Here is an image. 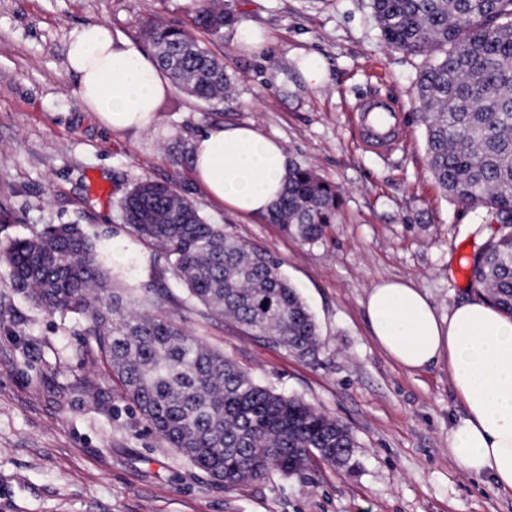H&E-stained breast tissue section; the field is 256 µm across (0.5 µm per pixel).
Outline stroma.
Segmentation results:
<instances>
[{
	"mask_svg": "<svg viewBox=\"0 0 512 512\" xmlns=\"http://www.w3.org/2000/svg\"><path fill=\"white\" fill-rule=\"evenodd\" d=\"M232 2L268 40L247 50L238 25L225 28L213 50L229 94L207 105L170 89L156 130L134 135L82 105L68 43L105 20L148 49L147 22L188 24L189 0H0V246L81 225L111 247L115 287L167 290L165 308L189 334L346 424L352 459L339 469L315 457L301 474L225 488L150 431L82 319L35 308L0 266V512H512L511 495L464 473L449 450L465 408L447 365L402 368L367 319V293L385 281L411 283L441 316L475 297L465 269L489 234L482 213L454 203L427 168L418 59L383 43L366 0ZM313 55L319 87L302 75ZM374 99L394 103L403 123L384 152L366 148L357 118ZM223 124L253 126L337 187L321 241L240 216L196 181L192 142ZM145 179L176 185L209 222L279 261L319 325L317 360L205 316L169 259L122 220L117 200Z\"/></svg>",
	"mask_w": 512,
	"mask_h": 512,
	"instance_id": "obj_1",
	"label": "stroma"
}]
</instances>
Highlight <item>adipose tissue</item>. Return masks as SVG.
Wrapping results in <instances>:
<instances>
[{"label":"adipose tissue","mask_w":512,"mask_h":512,"mask_svg":"<svg viewBox=\"0 0 512 512\" xmlns=\"http://www.w3.org/2000/svg\"><path fill=\"white\" fill-rule=\"evenodd\" d=\"M77 94L116 133L154 129L169 83L151 55L107 23L76 30L68 45ZM196 179L216 200L246 216L267 213L282 190L287 156L276 140L247 125L217 126L192 144ZM366 311L381 349L409 371L447 363L466 414L450 432L464 472L489 476L512 494V320L482 297L460 302L445 317L411 284L370 289Z\"/></svg>","instance_id":"ef3b65f1"}]
</instances>
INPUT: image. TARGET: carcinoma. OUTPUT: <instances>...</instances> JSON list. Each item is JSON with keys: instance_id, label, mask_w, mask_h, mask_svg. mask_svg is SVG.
<instances>
[{"instance_id": "carcinoma-1", "label": "carcinoma", "mask_w": 512, "mask_h": 512, "mask_svg": "<svg viewBox=\"0 0 512 512\" xmlns=\"http://www.w3.org/2000/svg\"><path fill=\"white\" fill-rule=\"evenodd\" d=\"M204 39L155 19L148 38L173 85L224 99V61L210 45L237 22L226 0H194ZM384 43L422 56L416 121L435 182L497 228L475 253L470 283L512 319V0H369ZM336 186L288 161L268 220L306 243L334 223ZM132 232L162 249L205 316L229 317L300 357L316 358L317 326L270 253L209 223L172 184L141 180L118 204ZM12 289L49 313L76 314L151 431L192 465L234 488L270 471L293 475L316 455L338 468L350 429L301 399L261 385L164 311L163 290L113 287L78 224L49 225L0 249Z\"/></svg>"}]
</instances>
